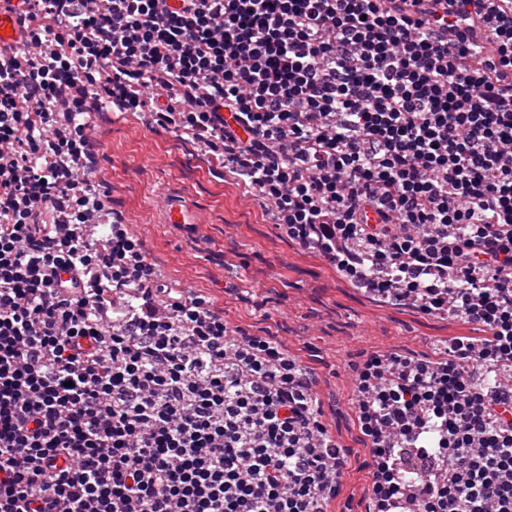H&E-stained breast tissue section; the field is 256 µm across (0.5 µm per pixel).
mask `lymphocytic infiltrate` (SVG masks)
Returning a JSON list of instances; mask_svg holds the SVG:
<instances>
[{"label": "lymphocytic infiltrate", "instance_id": "obj_1", "mask_svg": "<svg viewBox=\"0 0 512 512\" xmlns=\"http://www.w3.org/2000/svg\"><path fill=\"white\" fill-rule=\"evenodd\" d=\"M0 512H327L315 376L99 226L151 111L353 283L485 331L355 380L369 512H512V0H0ZM75 87L72 112L54 110Z\"/></svg>", "mask_w": 512, "mask_h": 512}]
</instances>
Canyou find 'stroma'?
I'll return each instance as SVG.
<instances>
[{
  "instance_id": "1",
  "label": "stroma",
  "mask_w": 512,
  "mask_h": 512,
  "mask_svg": "<svg viewBox=\"0 0 512 512\" xmlns=\"http://www.w3.org/2000/svg\"><path fill=\"white\" fill-rule=\"evenodd\" d=\"M94 137L110 206L143 239L161 275L211 298L231 327L282 341L316 375V416L346 450L329 512H367L372 458L359 428L354 366L374 352L431 361L456 337L483 338L482 329L362 293L288 239L199 144L143 113L96 121ZM169 196L186 199L198 223H163Z\"/></svg>"
}]
</instances>
